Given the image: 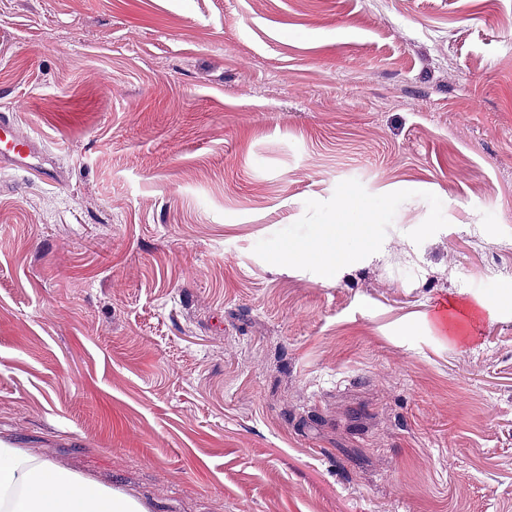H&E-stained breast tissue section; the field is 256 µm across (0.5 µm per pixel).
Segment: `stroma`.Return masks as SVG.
Masks as SVG:
<instances>
[{"instance_id": "stroma-1", "label": "stroma", "mask_w": 512, "mask_h": 512, "mask_svg": "<svg viewBox=\"0 0 512 512\" xmlns=\"http://www.w3.org/2000/svg\"><path fill=\"white\" fill-rule=\"evenodd\" d=\"M2 112L0 438L151 512H512V0H0ZM38 151L36 141L24 134L13 116L0 115V160H7L13 166L40 175L26 161L35 157ZM390 210L391 202L384 198L363 200L355 194L347 193L336 211L328 215L326 224L334 230L347 225L362 228L368 224L381 223ZM346 241L342 238L334 236L328 237L326 242L321 247H303L296 253L298 262H321V263H334L338 262L344 255L343 244Z\"/></svg>"}]
</instances>
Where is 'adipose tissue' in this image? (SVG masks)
<instances>
[{"instance_id":"1","label":"adipose tissue","mask_w":512,"mask_h":512,"mask_svg":"<svg viewBox=\"0 0 512 512\" xmlns=\"http://www.w3.org/2000/svg\"><path fill=\"white\" fill-rule=\"evenodd\" d=\"M390 201L345 194L328 226L363 227L384 220ZM7 512H149L140 499L76 477L0 440V506Z\"/></svg>"}]
</instances>
